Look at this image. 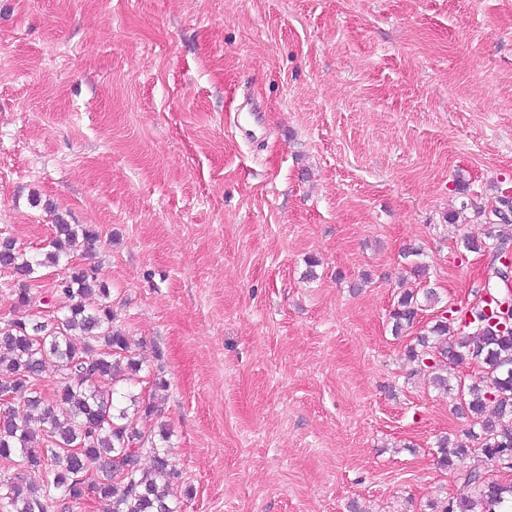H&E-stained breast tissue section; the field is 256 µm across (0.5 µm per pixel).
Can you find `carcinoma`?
<instances>
[{
  "mask_svg": "<svg viewBox=\"0 0 512 512\" xmlns=\"http://www.w3.org/2000/svg\"><path fill=\"white\" fill-rule=\"evenodd\" d=\"M49 250L29 256L14 237L0 231V270L10 274L17 307L32 302L29 283L38 269L55 266L80 248L94 250L95 229L57 218ZM463 247L492 256L512 242V196L503 194L483 224L482 236H465ZM58 309L43 320L0 316V512H48L55 501L74 503L92 490L108 512H178L170 484L178 478L168 451L150 431L139 427L142 414H156L155 394L131 388L116 394L113 386L131 383L141 370L128 339L116 328L111 291L89 265L70 267L52 288ZM94 294L98 303L83 299ZM438 303L434 288L402 293L390 313L395 338L412 328L422 311ZM406 356L432 386L451 390L448 364L472 365L479 376L460 385L457 409L471 417L465 438L437 441V463L452 470L456 462L479 451L505 470H512V286L490 263L479 302L463 312L453 308L415 337ZM56 367L55 403H45L41 381L47 364ZM112 385L101 390L97 383ZM40 412L33 421L31 412ZM24 469L11 471L14 457ZM151 467H143L145 459ZM96 464L89 475V464ZM40 470L33 483L25 470ZM459 475L475 495L431 504L434 512H512V485L488 481L476 469Z\"/></svg>",
  "mask_w": 512,
  "mask_h": 512,
  "instance_id": "1",
  "label": "carcinoma"
}]
</instances>
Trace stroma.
<instances>
[{
	"label": "stroma",
	"instance_id": "obj_1",
	"mask_svg": "<svg viewBox=\"0 0 512 512\" xmlns=\"http://www.w3.org/2000/svg\"><path fill=\"white\" fill-rule=\"evenodd\" d=\"M259 104L263 137L235 127ZM467 185L457 193V181ZM512 191V0H0V230L95 258L161 417L180 512H431L469 418L405 357L419 285L478 302L449 223ZM66 265L15 308L30 317ZM436 303L437 293L429 284L416 291L403 292L390 313L392 335L397 339L402 337L403 333L415 325L420 313Z\"/></svg>",
	"mask_w": 512,
	"mask_h": 512
}]
</instances>
